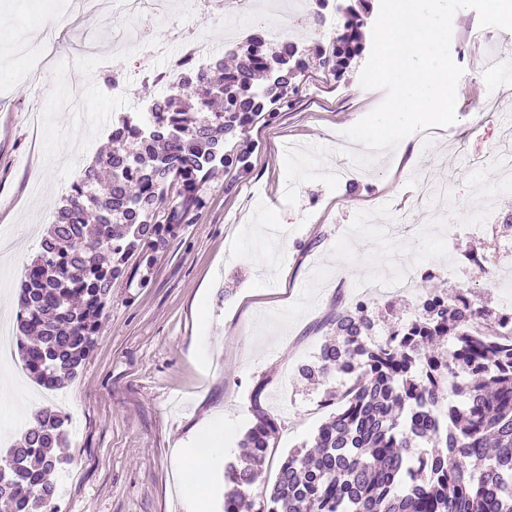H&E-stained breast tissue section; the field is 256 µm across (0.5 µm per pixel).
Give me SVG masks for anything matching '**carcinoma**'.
<instances>
[{
	"label": "carcinoma",
	"instance_id": "cac0c4a2",
	"mask_svg": "<svg viewBox=\"0 0 512 512\" xmlns=\"http://www.w3.org/2000/svg\"><path fill=\"white\" fill-rule=\"evenodd\" d=\"M336 6L345 22L320 66L343 75L364 51L362 28L373 5ZM237 68L205 65L176 92L197 99L176 109L173 96L153 103L155 118L124 120L117 145L97 157L73 186L27 266L18 294L16 341L28 374L53 390L78 374L95 343L112 282L139 247L158 246L178 223L155 224L168 182L194 194L225 157L224 144L284 96L302 69L297 46L271 51L257 39L239 48ZM458 290L432 287L412 320L371 340L368 304L336 305L322 327L332 337L300 376L334 370L346 380L340 403L318 427L309 449L274 461L281 420L252 400V424L239 464L227 472L224 512H512V326ZM67 447V419L43 410L9 448L17 464L0 484L11 512H58L56 479ZM275 467L272 483L266 468Z\"/></svg>",
	"mask_w": 512,
	"mask_h": 512
}]
</instances>
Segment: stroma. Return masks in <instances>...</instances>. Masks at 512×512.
Returning a JSON list of instances; mask_svg holds the SVG:
<instances>
[{"label":"stroma","mask_w":512,"mask_h":512,"mask_svg":"<svg viewBox=\"0 0 512 512\" xmlns=\"http://www.w3.org/2000/svg\"><path fill=\"white\" fill-rule=\"evenodd\" d=\"M70 0H0V58L15 39L29 33V47L42 46L41 28L68 29L77 45L92 41L96 52L79 73L60 49L39 85L0 70V231L13 239L0 251V321L15 324L16 289L27 265L40 251L46 225L62 204V184L73 183L108 144V126L129 102L148 106L156 86L136 82L141 50L163 29L144 21L136 42L112 55L113 32L129 21L122 15L98 16L90 28L70 26ZM173 14L213 47L224 44L217 8L206 0L188 11L172 0ZM290 41L300 50L328 45L336 30L315 22L299 0H288ZM450 53L464 73L456 94L457 121L433 130L424 143L406 137L405 147L379 151L370 167L337 154L343 133L383 100L380 89H366L359 57L343 76L334 77L309 62L292 79L293 105L248 126L242 138L256 149L246 168L231 166L211 176L197 200H185L179 184L167 189V205L156 214L165 223L170 207L183 218L156 248L132 256L124 278L112 285L95 345L78 376L63 388L77 415L66 449L70 463L61 471L60 512H192L180 493L174 448L204 418L229 429L225 462L238 458L239 442L252 420V393L263 386L261 401L281 419L278 452L299 446L329 414L326 392L340 382L327 375L302 381L300 364L315 361L326 331L322 324L337 301L352 304L358 287L414 259L432 272L447 293L467 291L476 303L498 308L502 278L512 273V249L498 222L512 211V187L496 189L494 153L512 148V125L482 112L488 99L512 110V31L479 25L468 9L452 19ZM503 55L501 69L489 58ZM130 76L117 94L103 92L113 74ZM79 97L90 116L81 125L73 113L50 110L42 132H34L28 106L38 95L56 100ZM427 168L437 183H451L457 210L477 208L485 220L448 240L438 224L419 216L389 229L360 225V215L376 202L409 204L408 175ZM489 256L496 269L487 279L465 270L448 278V262L462 265L465 253ZM427 292L415 282L392 312L376 305L374 339L389 326L410 320Z\"/></svg>","instance_id":"35a3bbf8"}]
</instances>
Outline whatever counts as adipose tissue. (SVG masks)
Here are the masks:
<instances>
[{"label": "adipose tissue", "instance_id": "ef3b65f1", "mask_svg": "<svg viewBox=\"0 0 512 512\" xmlns=\"http://www.w3.org/2000/svg\"><path fill=\"white\" fill-rule=\"evenodd\" d=\"M223 453L224 428L209 421L201 424L177 451L183 468V492L188 499L197 502L198 512H209V472L212 463Z\"/></svg>", "mask_w": 512, "mask_h": 512}]
</instances>
